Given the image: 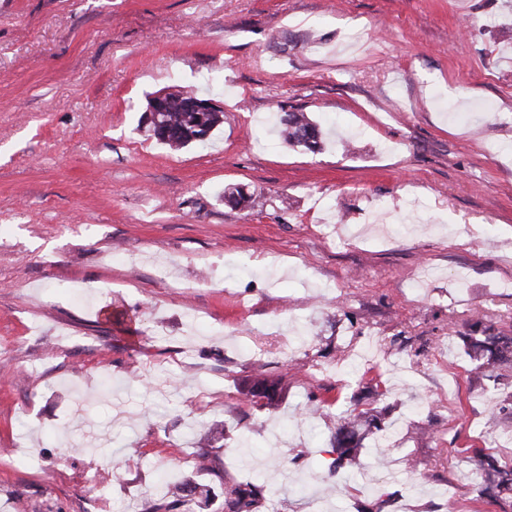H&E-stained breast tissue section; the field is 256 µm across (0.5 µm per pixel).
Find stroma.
<instances>
[{"mask_svg": "<svg viewBox=\"0 0 512 512\" xmlns=\"http://www.w3.org/2000/svg\"><path fill=\"white\" fill-rule=\"evenodd\" d=\"M174 88L223 106L209 144L144 136ZM294 111L322 151L280 139ZM477 321L512 336V0H0V512L187 476L176 512L246 480L258 512H512L461 488L467 449L512 465ZM374 386L385 429L330 475ZM282 390L281 381L257 375L245 381L242 391L248 398L250 397L251 402L263 407L275 404Z\"/></svg>", "mask_w": 512, "mask_h": 512, "instance_id": "1", "label": "stroma"}]
</instances>
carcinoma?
<instances>
[{"mask_svg":"<svg viewBox=\"0 0 512 512\" xmlns=\"http://www.w3.org/2000/svg\"><path fill=\"white\" fill-rule=\"evenodd\" d=\"M198 97L196 92L174 91L164 93V111L157 113V122L145 127L148 136L169 149L179 151L192 144H205L204 136L211 134L223 123L222 112H192L190 104ZM278 132L288 145L304 151L317 153L322 148V131L303 112H285L279 117ZM461 341L467 347L468 354L477 363V369H491L500 364L512 363V336H502L489 329L484 336H463ZM282 393L281 381L263 375L254 376L243 385V394L260 406L275 404ZM382 411L372 407L366 411L349 414L347 421L337 425L331 438L329 453L336 455L330 468L334 473L352 465L360 445L361 433L370 427L379 428ZM477 458L475 469L486 475H494L492 485L482 483L471 488L479 498L507 500L512 497V467L505 470L498 462L474 451ZM199 484L185 479L174 486L170 492L160 489L163 497H172L173 504L198 493ZM263 489L252 482L236 483L224 487V512H254Z\"/></svg>","mask_w":512,"mask_h":512,"instance_id":"obj_1","label":"carcinoma"}]
</instances>
